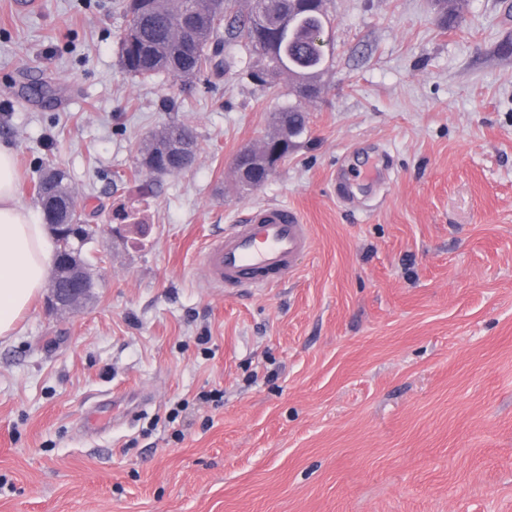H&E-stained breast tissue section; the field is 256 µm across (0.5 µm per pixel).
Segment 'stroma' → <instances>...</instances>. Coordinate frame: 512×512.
<instances>
[{"label": "stroma", "instance_id": "35a3bbf8", "mask_svg": "<svg viewBox=\"0 0 512 512\" xmlns=\"http://www.w3.org/2000/svg\"><path fill=\"white\" fill-rule=\"evenodd\" d=\"M15 2L17 201L40 216L62 169L104 231L91 296L0 339V512H512V0H448L449 27L436 0H325L309 128L249 190L232 160L276 133L287 77L259 89L238 47L212 82H143L123 0ZM173 121L194 165L136 173ZM267 203L310 226L296 274L210 287L204 245Z\"/></svg>", "mask_w": 512, "mask_h": 512}]
</instances>
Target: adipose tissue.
Here are the masks:
<instances>
[{
	"instance_id": "1",
	"label": "adipose tissue",
	"mask_w": 512,
	"mask_h": 512,
	"mask_svg": "<svg viewBox=\"0 0 512 512\" xmlns=\"http://www.w3.org/2000/svg\"><path fill=\"white\" fill-rule=\"evenodd\" d=\"M14 155L0 147V337L15 331L44 286L54 259L46 230L15 197Z\"/></svg>"
}]
</instances>
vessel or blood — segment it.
I'll use <instances>...</instances> for the list:
<instances>
[{
    "label": "vessel or blood",
    "instance_id": "vessel-or-blood-1",
    "mask_svg": "<svg viewBox=\"0 0 512 512\" xmlns=\"http://www.w3.org/2000/svg\"><path fill=\"white\" fill-rule=\"evenodd\" d=\"M312 244L309 225L284 204L252 208L211 239L202 255L208 281L219 288L269 287L286 282Z\"/></svg>",
    "mask_w": 512,
    "mask_h": 512
}]
</instances>
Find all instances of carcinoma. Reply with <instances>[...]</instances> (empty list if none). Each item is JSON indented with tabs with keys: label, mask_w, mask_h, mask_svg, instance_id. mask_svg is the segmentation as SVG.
<instances>
[{
	"label": "carcinoma",
	"mask_w": 512,
	"mask_h": 512,
	"mask_svg": "<svg viewBox=\"0 0 512 512\" xmlns=\"http://www.w3.org/2000/svg\"><path fill=\"white\" fill-rule=\"evenodd\" d=\"M127 24L120 36L122 67L142 81L160 74L174 78H205L222 75L230 68L231 47L238 44L256 57L248 71L253 84L270 89L277 79L288 74L294 78L298 96L319 86L326 67L323 47L316 43L326 17L323 0L316 6L299 0H253L251 10L243 14L227 7L225 13L212 16L211 0H130L126 6ZM193 32V44L182 46L183 33ZM307 113L296 100L276 115L279 132L268 141L285 142L283 156L293 146L292 138L306 131ZM199 151L198 136L183 123H172L151 133L139 149V161L156 175L184 171L182 158ZM35 200L46 224H84L82 244L66 239L58 243L57 257L89 265L83 252L96 234L86 224L64 171L53 169L34 187Z\"/></svg>",
	"instance_id": "cac0c4a2"
}]
</instances>
